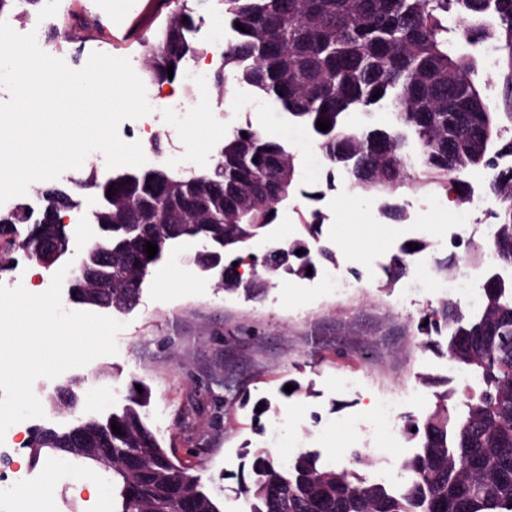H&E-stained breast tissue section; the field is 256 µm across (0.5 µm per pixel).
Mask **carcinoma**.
<instances>
[{"instance_id": "carcinoma-1", "label": "carcinoma", "mask_w": 512, "mask_h": 512, "mask_svg": "<svg viewBox=\"0 0 512 512\" xmlns=\"http://www.w3.org/2000/svg\"><path fill=\"white\" fill-rule=\"evenodd\" d=\"M45 7V0H0V16L20 6ZM488 14L492 32L480 24ZM456 43L474 46L493 39L504 53V97L512 107V0H224V23L233 33L222 61L209 74L219 96L229 81L245 84L271 99L282 112L311 130L327 164L325 185L341 171L353 188L382 198L381 213L401 221L404 210L388 202L409 179L406 160L415 147L418 165L433 183L450 182L466 201L474 195L470 175L487 176L486 196L495 230L477 250L481 263L501 278L487 276L481 304L465 313L443 301L424 315L419 332H448L447 352L464 383L461 409L448 411L438 397L416 428L415 451L402 463V483H368L356 472L320 462L303 450L286 464L258 449L249 470L237 477V493L250 512H512V112H450L448 96L485 99L476 80L477 57L448 43V17ZM245 27L240 31L235 23ZM201 21L187 0L170 11L152 34L136 31L140 59L153 84H172L189 55L206 51L197 39ZM173 77H168V67ZM380 97L375 98L373 94ZM390 109L385 125H357L356 114ZM330 122L327 131L318 119ZM247 137H242V134ZM258 161H253V158ZM295 158L281 141L246 122L224 136L215 162L206 170L174 173L166 166L134 180L114 179L112 208L99 210L96 248H112V309L139 287L159 263L148 258L146 242L167 252L194 242L216 256L225 289L237 288L236 265L250 260L252 297L269 286L262 260L249 252L256 224L274 223L279 205L296 189ZM42 216L31 221L27 205L0 219V269L21 249L38 261L40 243L62 232L57 222L71 208V196L45 192ZM33 223L23 235L20 224ZM296 240L282 248L278 272L307 275L316 264L294 265ZM408 247L384 267L388 279L406 269ZM150 392L143 389L112 411L105 422L80 420L71 427L32 430L31 448H66L87 438L112 449V481L118 489L114 512H223L200 480L176 462L144 422ZM121 427L112 431L111 423Z\"/></svg>"}]
</instances>
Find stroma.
I'll list each match as a JSON object with an SVG mask.
<instances>
[{"mask_svg":"<svg viewBox=\"0 0 512 512\" xmlns=\"http://www.w3.org/2000/svg\"><path fill=\"white\" fill-rule=\"evenodd\" d=\"M69 4L71 17L95 16L102 26L89 33L87 42L63 46L68 67L81 69L91 53L102 52L128 58L133 69H140L139 47L125 30L137 16L152 28L162 21V14L152 13L149 0H123L119 8L111 0ZM495 48V41H486L475 55L485 97L499 109L504 62ZM246 120L288 146L301 188L280 205L277 224L270 235L252 241L251 252L266 253L274 239H306L303 217L316 207L325 215L320 239L335 251V262L317 264L308 276L280 274L263 297L254 299L241 289L224 290L216 276L188 263L194 247L178 246L160 266L186 280V287L162 289L156 274H149L137 304L116 315L125 324L116 336L117 354L67 372L83 379L95 411L122 407L135 385H146L151 391L145 411L148 427L223 502L225 512H240L243 505L235 475L248 466L249 449L269 448L279 462L288 461L298 449H310L339 468L351 467L357 450L370 461L360 470L366 479L399 471L401 459L413 453L415 444L376 429L372 398L384 388L413 389L416 399L404 410L408 419L425 417L439 392H447L449 407L459 406V371L448 356L447 336H438L436 347H425L417 325L441 299L456 301L465 311L480 301L473 256H451L437 245L451 220L463 218L469 235L480 244L491 232L477 203L459 201L455 192L418 179L396 192L405 212L400 222L386 220L378 200L347 189L342 176L336 179V190L321 200L303 198V191L324 182L320 151L302 126L246 85L234 86L229 100L208 94L205 105L179 121L161 115L154 129L164 146L162 164L196 172L210 167L213 153L206 142L211 132L232 131ZM92 170L107 173L102 153H93L89 166L28 189L32 196L57 187L72 189L77 205L68 210L65 228L71 264L97 235L96 225L89 222L93 198L72 187L73 180ZM414 241L426 245L423 263L409 262L402 277L387 282L383 268L390 256ZM446 256L451 271L443 276L433 263ZM346 266L370 271L371 276L363 287L340 298L330 282ZM343 378L359 379L360 384L339 388ZM288 384L294 392H285ZM262 402L270 409L258 419L254 408ZM29 437L26 431L16 437L9 463L16 481L0 512H43L47 503L54 512H90L96 502L86 491L90 484L102 486L107 499L115 500L109 472L71 456L32 462ZM51 467L61 478L46 493L42 480Z\"/></svg>","mask_w":512,"mask_h":512,"instance_id":"stroma-1","label":"stroma"}]
</instances>
